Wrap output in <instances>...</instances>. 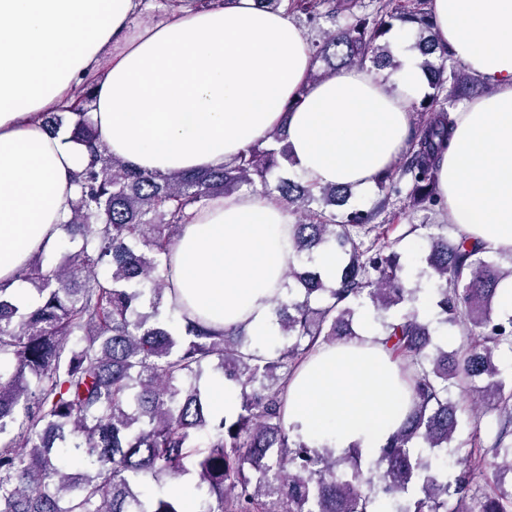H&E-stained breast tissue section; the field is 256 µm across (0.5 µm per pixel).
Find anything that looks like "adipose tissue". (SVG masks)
<instances>
[{"mask_svg":"<svg viewBox=\"0 0 512 512\" xmlns=\"http://www.w3.org/2000/svg\"><path fill=\"white\" fill-rule=\"evenodd\" d=\"M141 0H0V280L61 237L87 163L47 112L82 84L109 153L161 175L217 169L286 126L296 168L318 186L374 184L407 145L415 69L396 82L353 66L319 81L286 8L177 0L142 24ZM440 44L490 87L459 105L438 167L448 220L512 249V0H431ZM293 220L273 196L242 192L193 214L173 254L181 299L221 329L274 339L273 300L295 265ZM407 411L381 344L321 346L288 385V421L337 453L377 457Z\"/></svg>","mask_w":512,"mask_h":512,"instance_id":"1","label":"adipose tissue"}]
</instances>
